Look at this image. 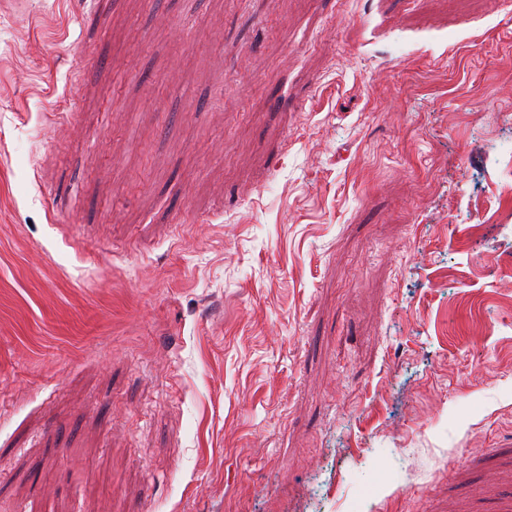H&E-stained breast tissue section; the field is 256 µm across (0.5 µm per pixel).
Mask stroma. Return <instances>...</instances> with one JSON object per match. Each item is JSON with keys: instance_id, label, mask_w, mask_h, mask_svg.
I'll list each match as a JSON object with an SVG mask.
<instances>
[{"instance_id": "stroma-1", "label": "stroma", "mask_w": 512, "mask_h": 512, "mask_svg": "<svg viewBox=\"0 0 512 512\" xmlns=\"http://www.w3.org/2000/svg\"><path fill=\"white\" fill-rule=\"evenodd\" d=\"M512 0H0V512H489Z\"/></svg>"}]
</instances>
